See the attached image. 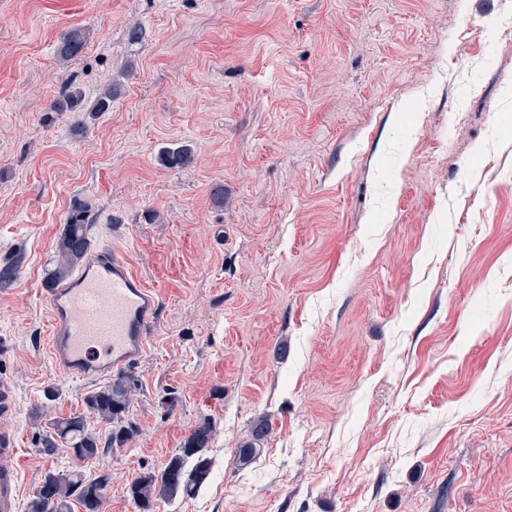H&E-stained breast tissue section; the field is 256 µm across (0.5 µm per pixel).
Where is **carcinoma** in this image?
I'll use <instances>...</instances> for the list:
<instances>
[{"label": "carcinoma", "mask_w": 512, "mask_h": 512, "mask_svg": "<svg viewBox=\"0 0 512 512\" xmlns=\"http://www.w3.org/2000/svg\"><path fill=\"white\" fill-rule=\"evenodd\" d=\"M87 41L82 29L66 32L57 48L60 60L69 62L78 57ZM194 153L187 145L166 149L159 153V162L167 168H184L192 164ZM90 209L84 204L72 207L63 232L56 245V263L47 274L52 285L72 274L81 263L90 247L89 226L93 224ZM21 258H7L0 262V288H7L18 278ZM131 402V384L124 377H116L108 385L91 392L85 399L87 411L93 416L112 424L109 440L112 445L122 447L135 434V428L126 419ZM214 429L204 422L191 430L177 452L157 474L134 478L127 493L139 512H151L154 498L195 495L210 475V462L202 452L208 447ZM269 423L260 418L251 426L249 440L236 450L239 463H250L255 454L254 445L265 439ZM101 444L95 432L87 424V416L71 414L56 417L48 423V432L43 438V450L55 454L66 451L79 462L94 460L100 455ZM107 494V479L89 480L74 468L50 472L41 486L27 502L26 512H73V503H78L82 512H99Z\"/></svg>", "instance_id": "cac0c4a2"}]
</instances>
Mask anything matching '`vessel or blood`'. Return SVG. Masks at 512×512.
I'll return each instance as SVG.
<instances>
[{
	"instance_id": "1",
	"label": "vessel or blood",
	"mask_w": 512,
	"mask_h": 512,
	"mask_svg": "<svg viewBox=\"0 0 512 512\" xmlns=\"http://www.w3.org/2000/svg\"><path fill=\"white\" fill-rule=\"evenodd\" d=\"M48 353L62 373L105 380L139 363L155 326L161 295L128 261L90 249L76 274L49 288ZM14 435L0 433V512H17Z\"/></svg>"
}]
</instances>
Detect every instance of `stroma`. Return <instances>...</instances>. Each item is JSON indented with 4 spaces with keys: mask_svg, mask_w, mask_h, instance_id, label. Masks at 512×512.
Here are the masks:
<instances>
[{
    "mask_svg": "<svg viewBox=\"0 0 512 512\" xmlns=\"http://www.w3.org/2000/svg\"><path fill=\"white\" fill-rule=\"evenodd\" d=\"M181 144L191 165L158 163ZM78 202L92 245L162 295L127 371L137 433L83 463L41 446L96 387L46 345ZM17 253L0 430L19 505L77 467L107 478L102 512H138L129 482L208 420L207 482L153 512H512V0H0V260ZM87 41V33L82 29H73L66 32L57 48L60 60L69 62L78 57ZM268 433L269 423L267 420L260 418L254 421L250 429L249 440L237 447L236 456L239 463L246 465L253 460L256 450L253 446L264 440Z\"/></svg>",
    "mask_w": 512,
    "mask_h": 512,
    "instance_id": "1",
    "label": "stroma"
}]
</instances>
